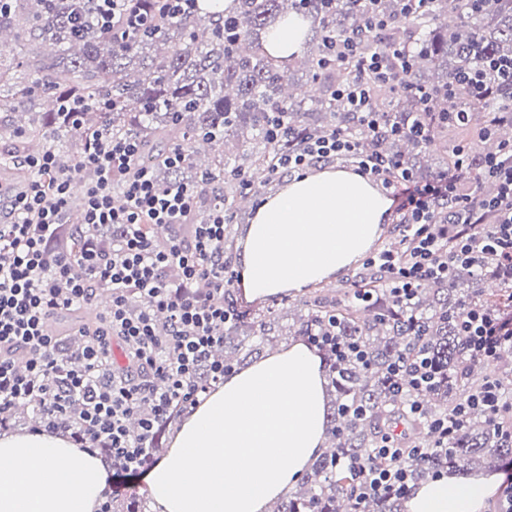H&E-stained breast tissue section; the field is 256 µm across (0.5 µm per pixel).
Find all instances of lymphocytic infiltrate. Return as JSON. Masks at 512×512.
Wrapping results in <instances>:
<instances>
[{
  "label": "lymphocytic infiltrate",
  "instance_id": "1",
  "mask_svg": "<svg viewBox=\"0 0 512 512\" xmlns=\"http://www.w3.org/2000/svg\"><path fill=\"white\" fill-rule=\"evenodd\" d=\"M325 48L327 61L351 67L338 89L340 99L349 111L362 114L370 130H380L368 87L375 82L402 89L410 50L361 51L346 37L331 39ZM494 83L512 84V57H492L459 71L447 94L453 99L463 91L480 102ZM84 142L66 167L50 149L26 157L38 179L0 198V212L9 218L0 224V415L17 402L38 399L40 428L71 433L78 447L104 453L117 491L145 474L157 435L173 416L188 412L211 386L223 383L224 364L213 352L224 342L225 325L240 320L246 309L224 305L225 289L241 280L224 265L229 224L224 208L216 207L209 223L191 224L197 191L162 187L152 168L137 166V140L89 128ZM457 156L453 168L420 182L398 161L361 154L351 136L337 129L305 138L299 149L281 153L278 163L282 172L295 173L321 157H344L356 173L381 181L394 198L408 245L376 253L367 264L389 271L391 293L407 303L418 285L448 280L459 266L477 273L493 266L512 278V142L497 143L478 168L466 148H458ZM87 169L95 182L84 196L85 224H112L120 234L109 242L85 240L75 255L54 250L72 186ZM484 180L496 187L488 199L474 190ZM118 187L125 200L121 206L114 203ZM441 200L455 203L461 213L457 224L437 223L435 205ZM147 224L165 225V242L147 236ZM104 291L110 305L101 325L84 347L82 365L68 367L47 324L59 311L91 304ZM134 298L142 303L136 313L129 310ZM159 312L170 321L163 336L154 325ZM458 330L467 338L468 362L512 358V301L465 304ZM116 339L140 369V379L110 370ZM511 407L498 385L486 383L454 414L432 422L438 447L447 446L469 410L480 408L493 418ZM376 451L389 464L368 472L362 495L408 490V474L398 466L405 451L395 437L382 438Z\"/></svg>",
  "mask_w": 512,
  "mask_h": 512
}]
</instances>
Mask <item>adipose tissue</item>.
<instances>
[{
    "label": "adipose tissue",
    "instance_id": "1",
    "mask_svg": "<svg viewBox=\"0 0 512 512\" xmlns=\"http://www.w3.org/2000/svg\"><path fill=\"white\" fill-rule=\"evenodd\" d=\"M307 21L290 13L266 52L291 63ZM392 201L343 168L314 170L269 194L246 227L239 262L246 299L263 301L327 282L375 244ZM326 382L316 349H276L225 377L176 430L147 476L154 512H268L326 443ZM495 474H450L415 488L406 512H482ZM109 473L65 436L0 434V512H97Z\"/></svg>",
    "mask_w": 512,
    "mask_h": 512
}]
</instances>
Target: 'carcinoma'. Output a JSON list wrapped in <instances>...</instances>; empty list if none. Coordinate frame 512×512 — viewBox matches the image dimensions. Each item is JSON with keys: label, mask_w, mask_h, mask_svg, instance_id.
Here are the masks:
<instances>
[{"label": "carcinoma", "mask_w": 512, "mask_h": 512, "mask_svg": "<svg viewBox=\"0 0 512 512\" xmlns=\"http://www.w3.org/2000/svg\"><path fill=\"white\" fill-rule=\"evenodd\" d=\"M229 14L200 10L171 18L158 0H131L126 13L147 19L143 28L128 26L127 17L115 21L108 32L96 29L88 0H12L0 15V32L24 42L20 59L5 60L0 49V143L3 164L17 154H35L48 146L63 159L82 148L80 132L64 122L54 108L33 112L46 93L55 101L81 98L90 105L81 113L82 125L103 126L110 135L135 136L142 141L136 163L151 166L162 186L199 188L198 220L226 204L229 196L216 184L237 185L235 174L245 169L255 182L272 174L279 153L296 149L309 134H322L335 126L350 132L369 153L391 155L402 161L419 180L433 175L423 165L426 154L439 158V169L452 165L459 142L487 141V124L478 113L512 101L511 86H493L484 107L470 105L461 91L455 103L440 90L463 67L485 55H512V0H431L427 11L404 17L397 0H381L389 21L383 30L366 26L358 0H336L326 11L322 0H235ZM306 11L311 23L310 49L296 64L307 81L317 85L311 104L285 93L288 70L266 54V30L284 13ZM346 35L363 49L386 50L415 42L408 89L389 94L373 88L383 125L397 134L371 136L361 115L349 112L333 92L349 71L336 63L324 64L328 38ZM24 72L16 79L13 73ZM433 91L427 100L417 90ZM468 111L464 122H446L450 106ZM280 119L293 137L280 143L269 140L267 130ZM421 120L428 139L418 141L408 129ZM171 141L186 160L179 167L163 164ZM478 279L460 270L451 283L428 282L408 306L398 303L385 286V274L374 268L343 280L334 291L315 292L302 301L289 333L308 338L328 333L359 347V357H325L335 400L327 412L329 449L323 452L298 488L276 503L273 512H401L403 496L395 491L362 498L358 487L365 472L385 465L374 446L396 433L397 417H407L410 399L418 400L425 418H409L420 430L418 442H432L426 421L443 418L488 376L477 369L463 370L466 338L459 333L455 314L467 302L496 305L512 294V282L501 280L499 290L463 288ZM366 289L373 300L359 304L354 293ZM275 311L256 312L224 329V367L233 369L259 358L273 342ZM91 324L72 319L58 353L74 362L80 334ZM426 355L438 369L436 386L416 396L393 389L389 369L411 364ZM512 456V435L502 432L484 413L471 412L448 441V451L403 460L409 483L448 469L495 465Z\"/></svg>", "instance_id": "cac0c4a2"}]
</instances>
